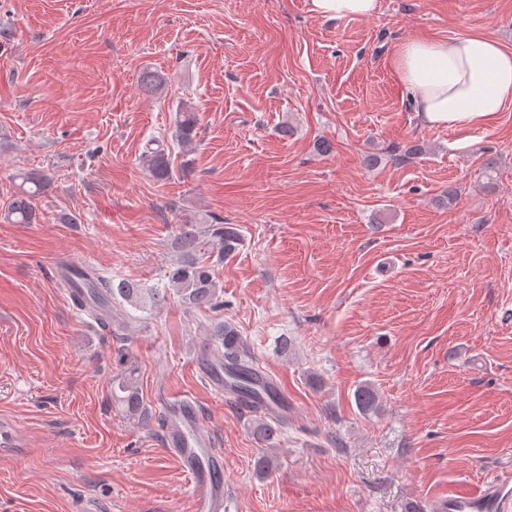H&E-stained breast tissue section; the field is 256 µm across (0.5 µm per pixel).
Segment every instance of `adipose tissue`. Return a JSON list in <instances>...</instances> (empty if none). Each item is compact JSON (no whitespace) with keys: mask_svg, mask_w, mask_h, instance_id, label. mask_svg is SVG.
<instances>
[{"mask_svg":"<svg viewBox=\"0 0 512 512\" xmlns=\"http://www.w3.org/2000/svg\"><path fill=\"white\" fill-rule=\"evenodd\" d=\"M379 6V0H309L310 13L328 20L371 17ZM392 66L428 127H480L512 103V51L483 34L407 39Z\"/></svg>","mask_w":512,"mask_h":512,"instance_id":"adipose-tissue-1","label":"adipose tissue"}]
</instances>
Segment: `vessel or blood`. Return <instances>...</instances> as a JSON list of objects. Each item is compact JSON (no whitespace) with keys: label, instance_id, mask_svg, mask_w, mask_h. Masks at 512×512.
<instances>
[{"label":"vessel or blood","instance_id":"1","mask_svg":"<svg viewBox=\"0 0 512 512\" xmlns=\"http://www.w3.org/2000/svg\"><path fill=\"white\" fill-rule=\"evenodd\" d=\"M165 445L192 478L193 512H224V487L205 465L212 456L209 434L192 407L180 406L170 418ZM434 512H512V480L493 478L474 492H449Z\"/></svg>","mask_w":512,"mask_h":512}]
</instances>
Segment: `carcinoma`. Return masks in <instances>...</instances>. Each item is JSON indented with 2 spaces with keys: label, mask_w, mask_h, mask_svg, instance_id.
<instances>
[{
  "label": "carcinoma",
  "mask_w": 512,
  "mask_h": 512,
  "mask_svg": "<svg viewBox=\"0 0 512 512\" xmlns=\"http://www.w3.org/2000/svg\"><path fill=\"white\" fill-rule=\"evenodd\" d=\"M163 77L154 72H145L140 79L141 88L150 94L159 92ZM198 118L192 107L183 105L176 115L175 137L184 147L192 145L197 134ZM145 164L154 180L164 183L170 180L173 168L168 154L156 149L144 155ZM50 177L44 173H25L18 191L7 206V219L15 224H35L39 213L36 200L42 197L49 186ZM211 233L197 229V222L179 225L177 248L181 252L180 262L168 274L171 286L182 302L194 309L212 308L218 299V284L214 279L212 265L207 262L210 246L219 245V256L224 258L234 253L242 242L240 230L234 224H225L215 219L210 221ZM70 282V299L73 306L101 322H107V312L117 299L145 310L146 306L158 307L165 300L162 288H141L137 284L99 275L87 269L73 271ZM214 337L216 351L224 357L226 385L238 395L259 404L281 403L273 383L260 375L250 352L242 347L237 329L230 323L218 321L209 330ZM114 403L131 411L139 408L140 397L134 376L125 373L112 386ZM354 400L363 413L373 412L378 406L375 390L369 385L358 387Z\"/></svg>",
  "instance_id": "1"
}]
</instances>
